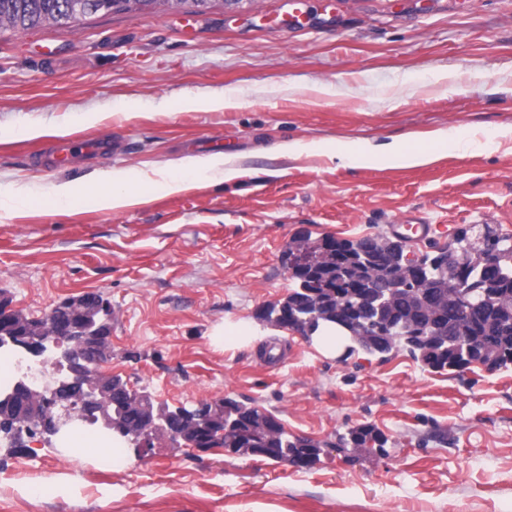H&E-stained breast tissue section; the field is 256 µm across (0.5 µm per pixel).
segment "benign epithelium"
Instances as JSON below:
<instances>
[{
    "instance_id": "obj_1",
    "label": "benign epithelium",
    "mask_w": 512,
    "mask_h": 512,
    "mask_svg": "<svg viewBox=\"0 0 512 512\" xmlns=\"http://www.w3.org/2000/svg\"><path fill=\"white\" fill-rule=\"evenodd\" d=\"M357 251L363 257L362 265L377 271L376 287L355 289L351 293L354 304L350 308L344 305L331 307L336 291L330 287L327 278L319 277V246L313 245L298 252L294 261L287 266L289 276L301 280L305 285L301 289L302 305L318 309L316 320L320 321V325L334 326L337 333L362 348L369 324L383 321L396 336L422 338L425 353L448 341V336L458 335L455 330L449 332L414 314L394 319L387 316L395 301L409 297L410 289L404 280L413 273L423 277L419 262L401 253L374 267L375 244L363 243L357 247ZM462 266L460 259L448 258L446 276L455 277L457 282V292L448 294V304L464 307L470 314L491 307L496 299L493 290L466 281L461 274ZM13 317L14 314L0 308V349L11 346L41 356L52 346L60 350L56 364L66 365L68 372V378L51 389L49 395L41 397L40 405L36 407L28 402L35 381L29 364L20 370V377L11 389L0 395V404L11 412L12 419L17 423L13 436L16 444L21 443L23 435L38 426L46 427L56 435L65 433L80 422L112 431L136 447L148 444L154 435L163 433L174 440L181 439L194 448L201 443L211 449L221 446V438L213 434L214 423L218 422L228 429L236 425L234 411L226 407L221 419L217 420L211 414L206 417L202 425L205 439H189L188 430L197 428L196 421H191L187 430L178 428L171 422L172 415L153 411L148 399L141 394L139 398L143 402V413L137 427L131 429L124 421V403L115 397L118 388L112 385V377L93 378V365L104 357L109 348V327L106 322L98 318H75L65 308L58 306L48 313L47 320L53 323L54 332L46 336L33 326L20 329L13 324ZM275 320L280 327L303 336L314 334V330L301 325L282 306L278 308ZM103 400L111 401V412L97 410Z\"/></svg>"
}]
</instances>
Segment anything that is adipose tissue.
I'll return each mask as SVG.
<instances>
[{"mask_svg":"<svg viewBox=\"0 0 512 512\" xmlns=\"http://www.w3.org/2000/svg\"><path fill=\"white\" fill-rule=\"evenodd\" d=\"M332 156L344 165L371 158L415 166L427 162L430 153L425 149L413 150L401 142L392 141L378 146L367 142L355 143L336 149ZM181 167L183 173L179 176L167 169H159V177L155 180L140 172L128 175L116 170L96 171L85 178L84 183L102 208L116 210L130 206L149 185L173 194L185 189L186 182L191 177L219 178L229 181L235 176L234 169L227 167L222 160L187 159L182 162Z\"/></svg>","mask_w":512,"mask_h":512,"instance_id":"ef3b65f1","label":"adipose tissue"}]
</instances>
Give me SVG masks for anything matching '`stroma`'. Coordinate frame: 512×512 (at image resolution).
Wrapping results in <instances>:
<instances>
[{"label": "stroma", "instance_id": "stroma-1", "mask_svg": "<svg viewBox=\"0 0 512 512\" xmlns=\"http://www.w3.org/2000/svg\"><path fill=\"white\" fill-rule=\"evenodd\" d=\"M215 94L239 108L199 106ZM509 126L512 0H243L0 30V198L21 187L36 203L0 215V304L34 320L100 296L99 374L163 409L248 403L322 446L296 468L160 434L113 469L54 436L26 454L1 439L0 512H512V364L459 373L400 347L329 353L260 318L295 288L282 255L300 239L388 236L419 217L438 232L408 244L415 256L463 231L512 240V137L497 134ZM439 130L471 144L411 167L328 157L343 142L428 147ZM102 134L116 155L37 161ZM211 138L235 179L118 210L43 202L93 170L178 172ZM312 141L322 153L280 150ZM269 352L282 361L265 364ZM361 427L384 445L352 444Z\"/></svg>", "mask_w": 512, "mask_h": 512}]
</instances>
